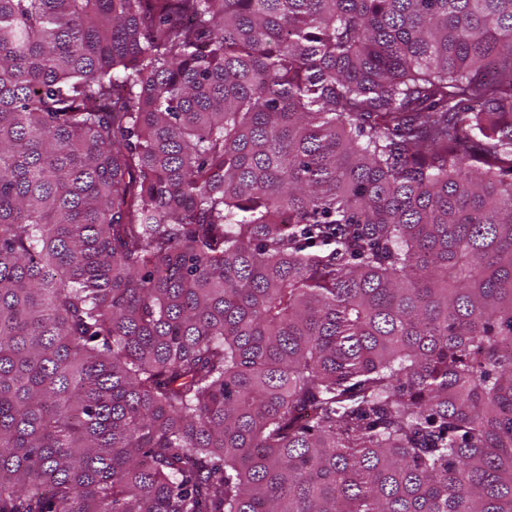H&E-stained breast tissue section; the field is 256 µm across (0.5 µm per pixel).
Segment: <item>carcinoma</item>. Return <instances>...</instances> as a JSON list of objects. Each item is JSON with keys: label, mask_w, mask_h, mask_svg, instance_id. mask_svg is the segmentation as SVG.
Returning a JSON list of instances; mask_svg holds the SVG:
<instances>
[{"label": "carcinoma", "mask_w": 512, "mask_h": 512, "mask_svg": "<svg viewBox=\"0 0 512 512\" xmlns=\"http://www.w3.org/2000/svg\"><path fill=\"white\" fill-rule=\"evenodd\" d=\"M0 512H512V0H0Z\"/></svg>", "instance_id": "carcinoma-1"}]
</instances>
